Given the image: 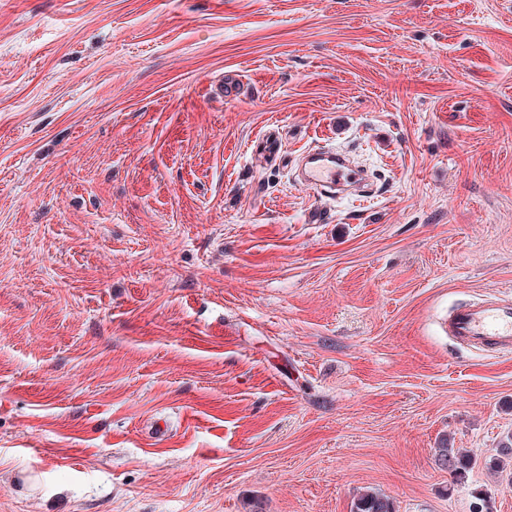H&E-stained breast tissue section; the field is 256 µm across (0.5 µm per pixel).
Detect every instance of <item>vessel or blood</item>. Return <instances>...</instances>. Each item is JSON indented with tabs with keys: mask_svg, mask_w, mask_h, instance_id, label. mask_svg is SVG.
Listing matches in <instances>:
<instances>
[{
	"mask_svg": "<svg viewBox=\"0 0 512 512\" xmlns=\"http://www.w3.org/2000/svg\"><path fill=\"white\" fill-rule=\"evenodd\" d=\"M299 181L320 195H335L337 189L364 183L365 175L345 154L315 148L302 153ZM445 331L459 343L499 355L512 354V295H497L453 309Z\"/></svg>",
	"mask_w": 512,
	"mask_h": 512,
	"instance_id": "1",
	"label": "vessel or blood"
}]
</instances>
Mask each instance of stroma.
<instances>
[{
	"label": "stroma",
	"mask_w": 512,
	"mask_h": 512,
	"mask_svg": "<svg viewBox=\"0 0 512 512\" xmlns=\"http://www.w3.org/2000/svg\"><path fill=\"white\" fill-rule=\"evenodd\" d=\"M509 291L512 0H0V512H512ZM299 181L308 190L320 195L336 196V189L364 183L365 175L352 165L344 153L315 148L301 154ZM445 332L469 347L511 355L512 295H497L453 309ZM434 457L436 465L447 470L454 478H462L474 463L472 455L460 451L459 448L448 447V441L435 448ZM351 512H396V510L394 503L388 497L366 490L353 499Z\"/></svg>",
	"instance_id": "obj_1"
}]
</instances>
